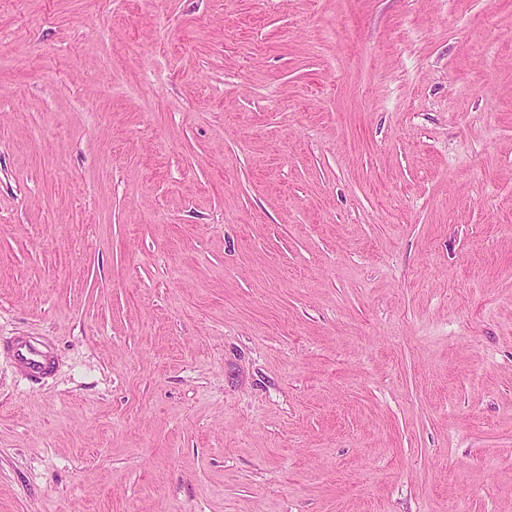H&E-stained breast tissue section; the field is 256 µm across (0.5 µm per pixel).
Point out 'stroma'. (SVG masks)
Listing matches in <instances>:
<instances>
[{
  "label": "stroma",
  "mask_w": 512,
  "mask_h": 512,
  "mask_svg": "<svg viewBox=\"0 0 512 512\" xmlns=\"http://www.w3.org/2000/svg\"><path fill=\"white\" fill-rule=\"evenodd\" d=\"M0 512H512V0H0Z\"/></svg>",
  "instance_id": "35a3bbf8"
}]
</instances>
